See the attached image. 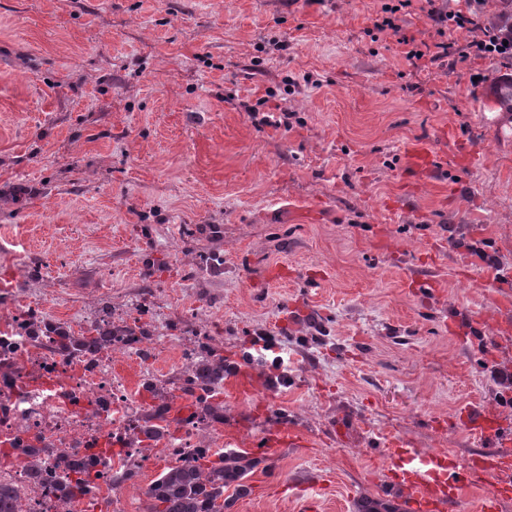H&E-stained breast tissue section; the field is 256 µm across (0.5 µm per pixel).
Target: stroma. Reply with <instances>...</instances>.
<instances>
[{"mask_svg": "<svg viewBox=\"0 0 512 512\" xmlns=\"http://www.w3.org/2000/svg\"><path fill=\"white\" fill-rule=\"evenodd\" d=\"M379 9L0 0V287L76 331L102 300L139 320L168 348L119 360L134 379L175 373L178 324L204 315L238 369L222 448L260 460L231 512H295L317 473L323 512H358L383 500L397 439L512 455L465 426L482 408L512 420V333L485 281L512 270V112L488 104L512 60L470 53L482 30L408 59L372 35ZM253 109L292 118L258 126ZM448 131L459 162L408 169L407 145L447 152ZM422 274L434 287H410ZM284 426L306 447L265 454Z\"/></svg>", "mask_w": 512, "mask_h": 512, "instance_id": "stroma-1", "label": "stroma"}]
</instances>
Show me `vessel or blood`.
Here are the masks:
<instances>
[{
    "label": "vessel or blood",
    "instance_id": "b4317fda",
    "mask_svg": "<svg viewBox=\"0 0 512 512\" xmlns=\"http://www.w3.org/2000/svg\"><path fill=\"white\" fill-rule=\"evenodd\" d=\"M407 166L419 174H428L437 167V155L426 144L418 143L407 149ZM490 300L498 308H512V293L506 289L512 272L491 276ZM468 424L484 437L495 440L512 439V423L500 420L495 410H480L470 415ZM268 452L298 447L303 437L296 429L277 428L266 431L260 438ZM512 470V457L486 451L465 461L444 454L422 453L407 448L403 442H392L386 455V483L398 493L407 512H446L461 504L467 488L486 487L481 512H500L502 499L493 480Z\"/></svg>",
    "mask_w": 512,
    "mask_h": 512
}]
</instances>
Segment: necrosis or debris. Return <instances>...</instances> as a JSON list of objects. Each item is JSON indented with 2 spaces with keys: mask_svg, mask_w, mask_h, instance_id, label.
<instances>
[{
  "mask_svg": "<svg viewBox=\"0 0 512 512\" xmlns=\"http://www.w3.org/2000/svg\"><path fill=\"white\" fill-rule=\"evenodd\" d=\"M32 307L25 290L0 289V481L22 486L17 512H117L140 473L158 460H187L199 441L215 436L197 428L160 448L137 444L142 400L114 362L130 350L125 340L80 357L59 355L47 337L28 334ZM41 451V471L22 465L29 447ZM85 465L89 492L63 504L57 455ZM124 475L114 483L115 475Z\"/></svg>",
  "mask_w": 512,
  "mask_h": 512,
  "instance_id": "1",
  "label": "necrosis or debris"
}]
</instances>
